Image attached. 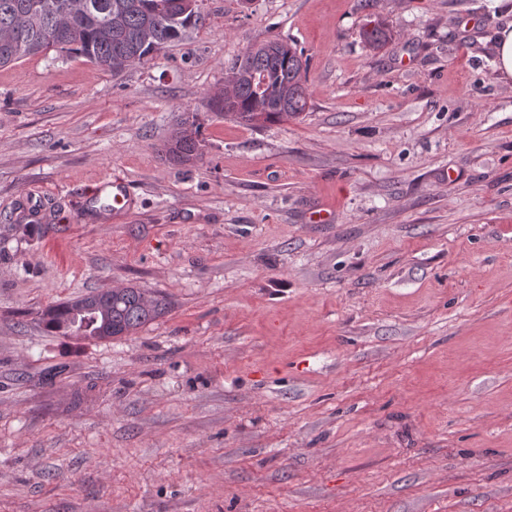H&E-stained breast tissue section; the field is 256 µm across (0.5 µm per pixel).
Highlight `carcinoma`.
<instances>
[{"label": "carcinoma", "instance_id": "carcinoma-1", "mask_svg": "<svg viewBox=\"0 0 512 512\" xmlns=\"http://www.w3.org/2000/svg\"><path fill=\"white\" fill-rule=\"evenodd\" d=\"M177 0H0V67L47 53V38L62 29L66 33L60 51L85 58L101 67L112 60L120 72L181 41L200 20L199 11H185ZM366 42L377 49L388 38L385 24L373 21L363 30ZM293 44L279 39L255 43L237 55L228 67L230 87L208 102L209 109L240 122L259 127L297 117L308 109L307 64ZM165 153L179 164L200 156L198 125L182 118ZM94 295L54 305L40 323L49 333L70 335L75 323L88 326L84 335L93 336L88 308ZM170 307L166 296L144 288L126 286L112 289V299L97 307L98 323L108 322L129 334L165 314Z\"/></svg>", "mask_w": 512, "mask_h": 512}]
</instances>
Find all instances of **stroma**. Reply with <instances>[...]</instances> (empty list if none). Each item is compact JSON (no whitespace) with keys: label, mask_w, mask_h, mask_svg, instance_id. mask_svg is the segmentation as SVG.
<instances>
[{"label":"stroma","mask_w":512,"mask_h":512,"mask_svg":"<svg viewBox=\"0 0 512 512\" xmlns=\"http://www.w3.org/2000/svg\"><path fill=\"white\" fill-rule=\"evenodd\" d=\"M199 4L118 74L0 68V512H512V0ZM270 38L303 49L307 112L211 111ZM29 198L48 227L17 223ZM129 285L168 312L107 340L39 323ZM498 73L504 84L512 82V24L499 32L497 40ZM198 125L189 117L181 118L169 140L163 144L165 153L179 164L191 163L200 156Z\"/></svg>","instance_id":"35a3bbf8"}]
</instances>
